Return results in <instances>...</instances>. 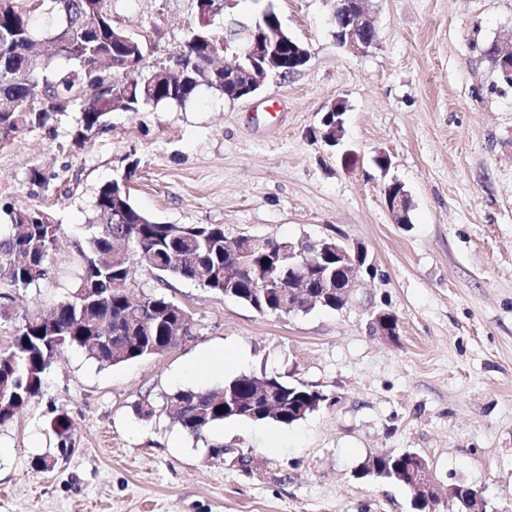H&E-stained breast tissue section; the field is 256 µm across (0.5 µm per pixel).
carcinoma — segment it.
I'll list each match as a JSON object with an SVG mask.
<instances>
[{"label": "carcinoma", "mask_w": 512, "mask_h": 512, "mask_svg": "<svg viewBox=\"0 0 512 512\" xmlns=\"http://www.w3.org/2000/svg\"><path fill=\"white\" fill-rule=\"evenodd\" d=\"M255 23L231 20L232 39H248ZM148 43L127 34L116 24L112 0H0V140L24 129L41 128L75 108L80 113L78 142L85 131L101 129L106 115L118 110L138 112L161 102L184 104L205 86L227 99L238 98L224 82L186 77L170 87L155 81L154 71L143 67ZM184 67L203 70L211 54H224V35L212 22L194 26L179 46ZM112 82L107 97L90 92ZM43 210L6 202L0 206V284L27 288L42 280L59 226L41 223ZM90 223L97 230L81 250L84 273L80 289L50 311L56 332L42 331L38 317L24 320L9 348L0 351V426L42 395L44 377L56 355L67 348L82 349L103 366L117 365L147 355H159L192 336V325L181 326L186 310L163 294H141L140 312L130 310L126 287H135V268L145 266L166 276L203 282V287L224 294V272L237 277L235 299L261 314L282 313L288 286L296 275L281 266L275 276L282 288L262 287L224 251L222 224H158L133 205L121 181L113 179L98 190ZM130 239L129 261L110 265L105 255L113 238ZM103 288L95 307H86L82 289L93 282ZM282 392L280 411L270 420L291 425L299 418L288 413L302 404L310 389L301 383L276 378ZM264 381L241 374L224 385L205 390H179L165 397V408L189 435L202 436L226 420L250 421L249 412L261 408ZM233 391L241 408L224 414V389ZM61 445L67 446L75 429L65 416L55 417ZM413 464L407 453L386 452L365 463L385 480L395 481L411 494L412 512H435V505L420 500L406 472Z\"/></svg>", "instance_id": "carcinoma-1"}]
</instances>
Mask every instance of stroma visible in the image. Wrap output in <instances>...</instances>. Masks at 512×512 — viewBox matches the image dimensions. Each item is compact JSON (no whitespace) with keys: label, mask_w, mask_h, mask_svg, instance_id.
<instances>
[{"label":"stroma","mask_w":512,"mask_h":512,"mask_svg":"<svg viewBox=\"0 0 512 512\" xmlns=\"http://www.w3.org/2000/svg\"><path fill=\"white\" fill-rule=\"evenodd\" d=\"M369 5L376 44L354 56L334 42L327 0H241L246 17L274 8L305 44L301 71L245 101L203 87L182 105L111 113L80 147L74 110L0 144V198L60 226L45 278L0 286V350L26 315L77 289L95 197L113 179L165 224H220L230 240L339 236L369 264L344 309L283 316L140 269V291L180 304L193 339L114 366L66 349L42 395L0 426V512H411L402 485L357 476L369 457L407 450L440 493L461 479L490 512L512 506V88L484 55L512 37V0ZM195 12V0L113 2L116 22L147 39L149 68L168 63ZM339 101L344 137L331 148L320 120ZM34 165L49 189L27 182ZM389 178L409 193V223L386 208ZM380 311L397 317V336L371 331ZM223 350L239 355L223 374L183 377ZM264 371L320 391L319 409L196 439L163 408L175 391ZM61 414L76 428L68 454L50 426ZM39 455L56 468H33Z\"/></svg>","instance_id":"stroma-1"}]
</instances>
